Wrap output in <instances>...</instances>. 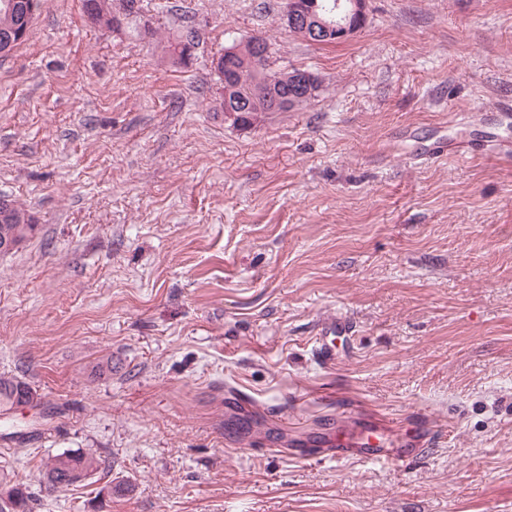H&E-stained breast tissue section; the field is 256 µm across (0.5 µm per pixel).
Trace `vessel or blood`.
<instances>
[{"mask_svg": "<svg viewBox=\"0 0 512 512\" xmlns=\"http://www.w3.org/2000/svg\"><path fill=\"white\" fill-rule=\"evenodd\" d=\"M355 328L345 318L339 317L327 323L317 339L316 354L326 363L336 356L337 337L352 335ZM224 407L229 419L234 421H256L257 408L253 401L235 394L224 398ZM392 418L379 410L362 404H354L338 414L335 427L314 444L289 441L288 455L301 461L339 459L356 462H382L399 464L422 455L434 447L439 438V428L423 413L404 422V432L394 436L399 426Z\"/></svg>", "mask_w": 512, "mask_h": 512, "instance_id": "vessel-or-blood-1", "label": "vessel or blood"}]
</instances>
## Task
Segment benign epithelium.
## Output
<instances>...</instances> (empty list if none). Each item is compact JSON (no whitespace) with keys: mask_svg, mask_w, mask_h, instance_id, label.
<instances>
[{"mask_svg":"<svg viewBox=\"0 0 512 512\" xmlns=\"http://www.w3.org/2000/svg\"><path fill=\"white\" fill-rule=\"evenodd\" d=\"M333 10L336 11V19L327 20L319 15L316 0H288L279 20L282 26L314 44L344 42L363 28L366 20V0H336ZM268 51L269 42L261 38L239 41L224 49V66L229 67L237 60L245 67L253 66ZM284 80L296 90L308 94L317 85L316 77L303 69L290 71ZM283 106L280 97L270 95L262 105L240 98L233 105L225 106L224 111L232 117L236 112H276Z\"/></svg>","mask_w":512,"mask_h":512,"instance_id":"obj_1","label":"benign epithelium"}]
</instances>
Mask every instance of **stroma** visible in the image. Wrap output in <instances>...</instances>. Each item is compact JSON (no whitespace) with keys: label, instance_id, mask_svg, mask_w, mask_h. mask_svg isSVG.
Segmentation results:
<instances>
[{"label":"stroma","instance_id":"stroma-1","mask_svg":"<svg viewBox=\"0 0 512 512\" xmlns=\"http://www.w3.org/2000/svg\"><path fill=\"white\" fill-rule=\"evenodd\" d=\"M139 3L113 28L43 0L0 58V195L35 224L0 255V375L55 410L0 415V482L34 512H512V158L479 155L512 143V0H366L322 45L285 0ZM256 35L319 96L226 117L211 62ZM338 315L356 348L324 364ZM229 387L293 438L325 391L442 436L400 467L298 461L225 440ZM76 449L111 471L41 484ZM355 331V326L341 316H336L327 323L321 330V336L317 338L316 354L318 358L330 363L336 356V336H351Z\"/></svg>","mask_w":512,"mask_h":512}]
</instances>
